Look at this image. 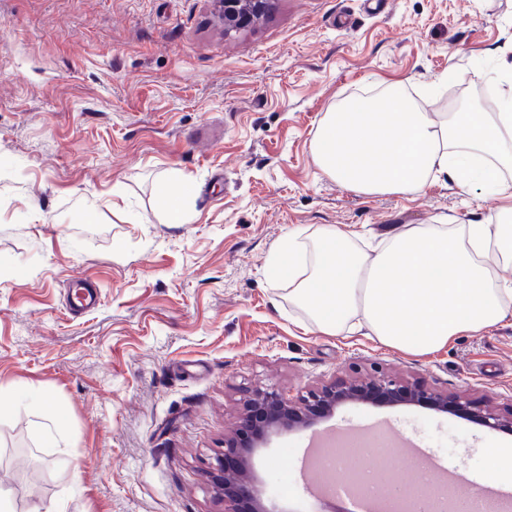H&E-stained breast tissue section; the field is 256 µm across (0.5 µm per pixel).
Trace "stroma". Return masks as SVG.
I'll return each instance as SVG.
<instances>
[{"instance_id": "1", "label": "stroma", "mask_w": 512, "mask_h": 512, "mask_svg": "<svg viewBox=\"0 0 512 512\" xmlns=\"http://www.w3.org/2000/svg\"><path fill=\"white\" fill-rule=\"evenodd\" d=\"M505 61L512 0H277L230 34L212 0H0V490L14 512H224L208 472L258 387L302 393L377 363L512 396L511 324L428 355L328 336L269 268L299 227L366 235L496 210L449 181L357 193L311 143L357 94L488 111ZM175 175L195 188L185 224L162 221ZM78 275L101 297L76 315ZM36 394L66 417L54 440ZM383 420L470 472L512 444L417 405L348 402L320 425ZM306 436L270 435L254 456L274 512H330L295 467Z\"/></svg>"}]
</instances>
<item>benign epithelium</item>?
I'll return each instance as SVG.
<instances>
[{
  "mask_svg": "<svg viewBox=\"0 0 512 512\" xmlns=\"http://www.w3.org/2000/svg\"><path fill=\"white\" fill-rule=\"evenodd\" d=\"M224 30L238 31L254 24V15L272 8L274 0H215ZM349 400L380 401L387 405L424 404L434 410L470 415L482 425L512 431V402L475 397L464 391L430 388L374 368L355 372L347 380L324 381L296 397L276 388H259L243 403L236 427L224 435V453L216 459L211 484L224 499V512H273L258 493L252 476V458L272 432L302 430L317 423L318 412H332Z\"/></svg>",
  "mask_w": 512,
  "mask_h": 512,
  "instance_id": "benign-epithelium-1",
  "label": "benign epithelium"
}]
</instances>
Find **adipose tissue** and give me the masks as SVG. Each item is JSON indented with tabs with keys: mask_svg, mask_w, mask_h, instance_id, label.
<instances>
[{
	"mask_svg": "<svg viewBox=\"0 0 512 512\" xmlns=\"http://www.w3.org/2000/svg\"><path fill=\"white\" fill-rule=\"evenodd\" d=\"M499 112L421 109L384 92L355 96L326 113L312 144L317 166L363 194H413L451 180L500 205L476 224L391 228L370 252L352 231L325 225L289 233L271 265L288 299L326 335L362 331L414 354L512 321V64L500 77Z\"/></svg>",
	"mask_w": 512,
	"mask_h": 512,
	"instance_id": "1",
	"label": "adipose tissue"
}]
</instances>
